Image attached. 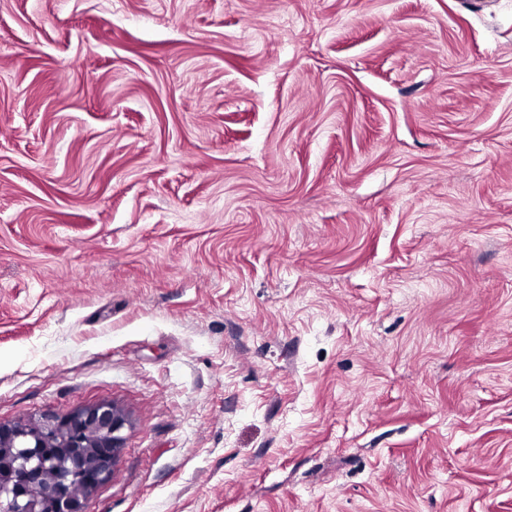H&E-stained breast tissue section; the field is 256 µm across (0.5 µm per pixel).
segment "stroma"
Instances as JSON below:
<instances>
[{
    "label": "stroma",
    "instance_id": "obj_1",
    "mask_svg": "<svg viewBox=\"0 0 512 512\" xmlns=\"http://www.w3.org/2000/svg\"><path fill=\"white\" fill-rule=\"evenodd\" d=\"M100 402L88 512H512V0H0V420Z\"/></svg>",
    "mask_w": 512,
    "mask_h": 512
}]
</instances>
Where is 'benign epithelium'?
Segmentation results:
<instances>
[{
    "label": "benign epithelium",
    "mask_w": 512,
    "mask_h": 512,
    "mask_svg": "<svg viewBox=\"0 0 512 512\" xmlns=\"http://www.w3.org/2000/svg\"><path fill=\"white\" fill-rule=\"evenodd\" d=\"M129 428L127 415L105 403L47 412L32 425L0 421V512H87ZM73 483L82 484V493L70 491Z\"/></svg>",
    "instance_id": "1"
}]
</instances>
